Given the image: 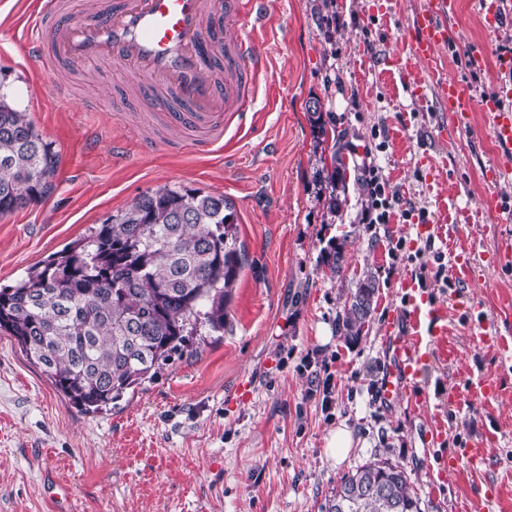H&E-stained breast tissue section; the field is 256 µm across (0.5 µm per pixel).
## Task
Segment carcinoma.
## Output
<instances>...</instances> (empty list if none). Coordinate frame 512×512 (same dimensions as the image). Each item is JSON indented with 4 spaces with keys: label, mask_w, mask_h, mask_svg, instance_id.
<instances>
[{
    "label": "carcinoma",
    "mask_w": 512,
    "mask_h": 512,
    "mask_svg": "<svg viewBox=\"0 0 512 512\" xmlns=\"http://www.w3.org/2000/svg\"><path fill=\"white\" fill-rule=\"evenodd\" d=\"M58 155L0 81V215L53 188ZM237 217L222 194L163 186L139 195L92 233L0 284V330L54 387L90 413L121 400L189 350L204 326L224 331L240 276ZM366 271L337 332L362 337L376 303ZM327 512H420L405 471L380 459L344 475Z\"/></svg>",
    "instance_id": "cac0c4a2"
}]
</instances>
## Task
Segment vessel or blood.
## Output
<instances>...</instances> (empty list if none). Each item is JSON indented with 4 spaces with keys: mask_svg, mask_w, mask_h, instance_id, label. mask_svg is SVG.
Returning a JSON list of instances; mask_svg holds the SVG:
<instances>
[{
    "mask_svg": "<svg viewBox=\"0 0 512 512\" xmlns=\"http://www.w3.org/2000/svg\"><path fill=\"white\" fill-rule=\"evenodd\" d=\"M265 0H229L235 22L219 23L214 0H113L109 9L92 15L72 0H32L28 11L38 36L28 48L31 70L41 74L60 65L105 61L133 79L135 93L155 100L171 127L195 132L199 154L214 152L224 132L248 111L251 89L264 63L254 46L253 31L265 23ZM456 0H421L409 24L412 60L434 62L448 48V19ZM508 86L475 99L465 83L446 77L436 96L458 125L471 124L480 111L491 122L494 140L512 150V108L504 99ZM392 363L381 384L384 399L407 391L418 402V389L428 355L418 336L406 335L398 324L387 329ZM486 450L475 443L456 449L448 467L485 465Z\"/></svg>",
    "mask_w": 512,
    "mask_h": 512,
    "instance_id": "1",
    "label": "vessel or blood"
}]
</instances>
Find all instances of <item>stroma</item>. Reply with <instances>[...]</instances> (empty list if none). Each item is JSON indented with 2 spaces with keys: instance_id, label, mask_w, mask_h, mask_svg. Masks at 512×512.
<instances>
[{
  "instance_id": "stroma-1",
  "label": "stroma",
  "mask_w": 512,
  "mask_h": 512,
  "mask_svg": "<svg viewBox=\"0 0 512 512\" xmlns=\"http://www.w3.org/2000/svg\"><path fill=\"white\" fill-rule=\"evenodd\" d=\"M419 2L268 0L254 107L226 150L199 158L112 67L35 75L26 0H0V76L59 156L49 195L0 216V283L164 185L224 194L245 249L223 335L194 337L192 352L99 412L70 403L0 332V512H326L341 477L373 458L405 470L421 512H512V264L496 259L512 235V169L487 185L506 154L482 113L458 126L435 94L444 77L477 98L494 91L496 60L512 53V0L494 25L477 0H457L452 47L432 69L402 39ZM477 48L485 60L473 69ZM409 80L424 99L410 98ZM116 140L128 141L129 165L113 163ZM331 157L344 173L335 188L322 172ZM371 163L389 201L382 224L361 219ZM490 191L503 211L485 209ZM332 242L344 251L338 274L321 256ZM367 270L377 302L349 344L337 317ZM416 294L444 309L446 334L422 338L419 404L388 402L386 327L410 318ZM475 322L500 339L478 345ZM473 376L496 384L493 400L466 399ZM339 426L353 445L336 462L325 448ZM437 426L446 438L434 442ZM477 441L482 470L442 468L457 444Z\"/></svg>"
}]
</instances>
